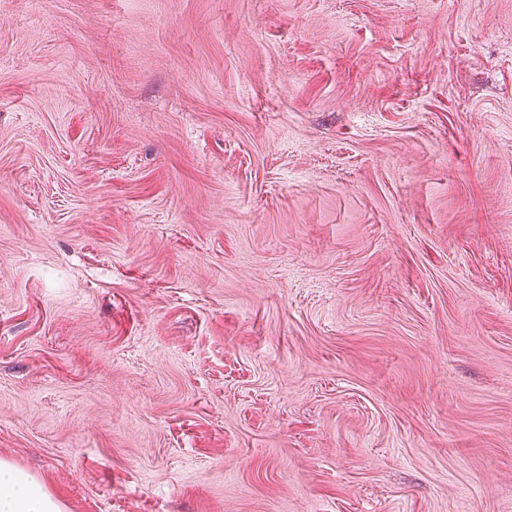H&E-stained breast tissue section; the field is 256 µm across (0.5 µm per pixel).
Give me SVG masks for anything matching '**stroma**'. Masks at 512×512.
<instances>
[{
	"label": "stroma",
	"mask_w": 512,
	"mask_h": 512,
	"mask_svg": "<svg viewBox=\"0 0 512 512\" xmlns=\"http://www.w3.org/2000/svg\"><path fill=\"white\" fill-rule=\"evenodd\" d=\"M0 460L512 512V0H0Z\"/></svg>",
	"instance_id": "stroma-1"
}]
</instances>
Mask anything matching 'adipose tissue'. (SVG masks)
Returning a JSON list of instances; mask_svg holds the SVG:
<instances>
[{
    "label": "adipose tissue",
    "mask_w": 512,
    "mask_h": 512,
    "mask_svg": "<svg viewBox=\"0 0 512 512\" xmlns=\"http://www.w3.org/2000/svg\"><path fill=\"white\" fill-rule=\"evenodd\" d=\"M0 512H62V508L38 479L2 461Z\"/></svg>",
    "instance_id": "1"
}]
</instances>
